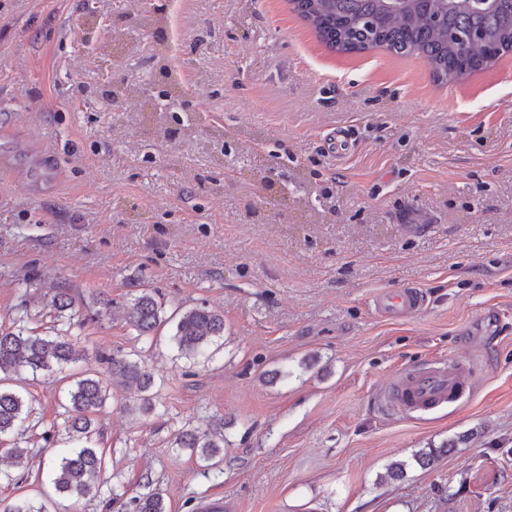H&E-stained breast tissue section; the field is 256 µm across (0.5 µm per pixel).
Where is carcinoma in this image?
Returning <instances> with one entry per match:
<instances>
[{"instance_id":"obj_1","label":"carcinoma","mask_w":512,"mask_h":512,"mask_svg":"<svg viewBox=\"0 0 512 512\" xmlns=\"http://www.w3.org/2000/svg\"><path fill=\"white\" fill-rule=\"evenodd\" d=\"M382 0H303L302 16L310 22L331 48L343 52H362L382 47L389 52L426 59L433 74L441 81H453L488 66L499 56L512 51V0H501L498 10L452 13L448 26L479 29L482 40L465 47L448 41V33L429 23V12L446 9L445 0H413L398 13L385 12ZM128 11L145 25L161 21L160 11L145 0H129ZM53 305L58 317L72 309L71 298L64 288L55 289ZM126 319L140 336H149L161 323L162 304L143 291L126 310ZM224 336V316L204 307L182 311L177 319L173 341L181 354L190 358L206 354L217 339ZM82 359L81 353L62 336L31 334L20 327L0 332V451L13 459L17 468H26L28 451L17 446L4 447L3 440L13 435L33 411L32 401L20 393L4 388L12 374L51 373ZM108 376L132 382L146 392L152 376L145 367L121 355L100 358ZM67 438L73 446L53 454L47 463L57 492L80 499L92 491L101 470L102 458L92 446L97 433L92 415L101 411L107 400L105 378L91 374L75 381L67 392ZM179 448H188L205 459L223 454L224 439H216L210 429L183 431L174 438ZM135 512H165L158 494L134 498Z\"/></svg>"}]
</instances>
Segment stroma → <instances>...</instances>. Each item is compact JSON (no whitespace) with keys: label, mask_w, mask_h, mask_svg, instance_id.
<instances>
[{"label":"stroma","mask_w":512,"mask_h":512,"mask_svg":"<svg viewBox=\"0 0 512 512\" xmlns=\"http://www.w3.org/2000/svg\"><path fill=\"white\" fill-rule=\"evenodd\" d=\"M167 2L161 34L132 39L109 25L126 0H0V331L66 336L91 374L117 352L154 380L110 389L96 494L76 500L46 475L70 374L24 379L28 465L0 502L512 512V53L442 82L419 55L331 49L288 0ZM164 64L192 127L105 111L103 73L142 85ZM408 287L419 312L375 311ZM145 289L169 315L223 312L219 346L185 358L169 322L137 335L120 311ZM449 359L470 369L461 399L382 407L401 369ZM199 426L226 438L222 478L173 445Z\"/></svg>","instance_id":"35a3bbf8"}]
</instances>
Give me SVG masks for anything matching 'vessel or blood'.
I'll return each mask as SVG.
<instances>
[{
  "label": "vessel or blood",
  "instance_id": "1",
  "mask_svg": "<svg viewBox=\"0 0 512 512\" xmlns=\"http://www.w3.org/2000/svg\"><path fill=\"white\" fill-rule=\"evenodd\" d=\"M422 305V296L412 289L382 292L375 299L376 310L384 315L406 317ZM469 369L458 363H435L417 370L401 371L384 393L396 411H424L457 397L468 383Z\"/></svg>",
  "mask_w": 512,
  "mask_h": 512
}]
</instances>
